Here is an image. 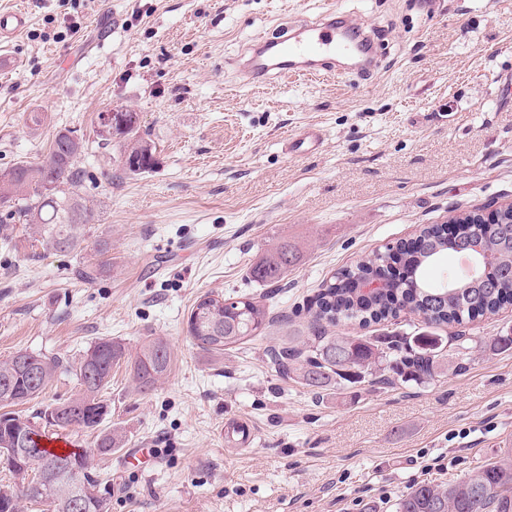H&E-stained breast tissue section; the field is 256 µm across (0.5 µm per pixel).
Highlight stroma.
<instances>
[{"label":"stroma","instance_id":"stroma-1","mask_svg":"<svg viewBox=\"0 0 512 512\" xmlns=\"http://www.w3.org/2000/svg\"><path fill=\"white\" fill-rule=\"evenodd\" d=\"M341 11L374 43L367 71L254 84L233 65L294 17ZM25 12L18 64L0 76V169L36 163L60 131L88 146L82 194L99 210L84 243L110 271L0 228V362L79 360L110 338L135 357L164 340L169 375L139 393L112 370L110 414L70 433L91 455L110 512H395L422 482L445 485L512 455V349L474 353L426 386L317 392L272 371L268 351L304 336L308 299L340 267L426 224L512 202V0H0ZM139 114L152 171L119 163L99 112ZM43 116L32 125L29 113ZM310 123L323 149L286 142ZM114 178L106 180L104 169ZM288 240L301 261L278 285L248 270ZM207 292L266 297L272 323L224 353L187 333ZM250 423L238 448L231 433ZM121 438L95 453L99 432Z\"/></svg>","mask_w":512,"mask_h":512}]
</instances>
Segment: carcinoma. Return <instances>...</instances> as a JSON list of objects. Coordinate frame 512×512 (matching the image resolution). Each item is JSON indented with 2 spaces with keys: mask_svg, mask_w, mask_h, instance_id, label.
Masks as SVG:
<instances>
[{
  "mask_svg": "<svg viewBox=\"0 0 512 512\" xmlns=\"http://www.w3.org/2000/svg\"><path fill=\"white\" fill-rule=\"evenodd\" d=\"M126 125L122 168L132 173L153 169L155 156L150 144L138 136V113H123ZM84 151L83 138L58 134L45 159L37 164L18 162L0 170V209L12 224L24 226L31 243L47 244L64 253L80 252L87 226L98 223L95 209L81 196L83 174L78 158ZM503 223L494 226L470 223L466 218L448 237L443 225L424 227L413 242L398 241L384 250L343 267L323 281L307 304L312 335L302 344L299 337L288 338L269 352V361L284 378L324 391L341 390L347 384L396 381L424 386L451 368L447 357L471 358L470 338L458 333L449 339L432 333L383 334L381 336H334L328 327L341 320L362 327L398 320L405 312L423 315L424 324H462L485 314H494L512 305V210L502 214ZM480 248L492 278L473 282L467 276H454L442 286L434 285L426 270L448 252L473 255ZM299 259L296 245L284 240L249 268L252 281L272 286L280 282L288 268ZM109 262L83 263L81 276L92 282ZM389 280V286L364 296L358 286L373 278ZM270 324L264 299L248 295L224 297L212 292L198 297L188 319V333L198 347L222 351L262 335ZM451 355L444 354V351ZM127 356L125 346L112 339L95 342L73 366L61 358H46L19 352L0 362V387L11 389L4 406L25 404L39 397L59 369L75 372L80 385L76 397L57 404V430L50 432L13 412L0 414V448L38 453L62 466L57 481L39 485L30 502L47 506V512H66L61 495L72 484H81L85 498L73 512H99L97 476L86 452L75 450L59 455L42 448V439L62 432L94 430L109 414L104 398L112 378V368ZM171 366V353L161 339L146 342L131 361L136 388L141 393L156 389ZM118 436L108 432L98 437L100 455L112 454L119 447ZM512 488V457L507 455L467 479L446 487L421 483L396 504V512H512V495L501 493Z\"/></svg>",
  "mask_w": 512,
  "mask_h": 512,
  "instance_id": "carcinoma-1",
  "label": "carcinoma"
}]
</instances>
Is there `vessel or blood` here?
<instances>
[{
	"mask_svg": "<svg viewBox=\"0 0 512 512\" xmlns=\"http://www.w3.org/2000/svg\"><path fill=\"white\" fill-rule=\"evenodd\" d=\"M27 22L24 12L0 14V73L12 69L16 60L8 55L7 48L13 37ZM370 50L369 39H355L337 18L335 11H328L319 19L296 23L295 31L254 42L245 61L250 76L266 79L296 70L314 75V62L336 56L364 55ZM325 140L322 129L309 126L288 141L290 154L301 156L318 152Z\"/></svg>",
	"mask_w": 512,
	"mask_h": 512,
	"instance_id": "b4317fda",
	"label": "vessel or blood"
}]
</instances>
